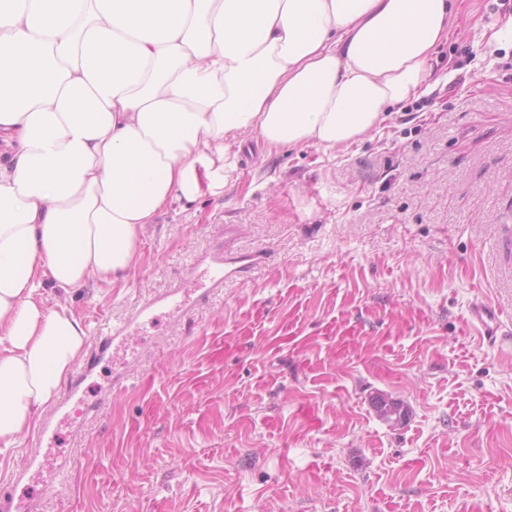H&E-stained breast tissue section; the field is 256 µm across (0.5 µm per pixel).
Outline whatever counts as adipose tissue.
<instances>
[{
  "mask_svg": "<svg viewBox=\"0 0 512 512\" xmlns=\"http://www.w3.org/2000/svg\"><path fill=\"white\" fill-rule=\"evenodd\" d=\"M454 0H0V455L86 330L62 292L131 269L147 225L267 153L363 141L432 85Z\"/></svg>",
  "mask_w": 512,
  "mask_h": 512,
  "instance_id": "ef3b65f1",
  "label": "adipose tissue"
}]
</instances>
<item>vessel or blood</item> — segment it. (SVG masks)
<instances>
[{
	"instance_id": "obj_1",
	"label": "vessel or blood",
	"mask_w": 512,
	"mask_h": 512,
	"mask_svg": "<svg viewBox=\"0 0 512 512\" xmlns=\"http://www.w3.org/2000/svg\"><path fill=\"white\" fill-rule=\"evenodd\" d=\"M234 234V226L226 225L223 241L213 245L198 260L189 286H178L158 293L144 305L134 308L120 324L112 326L107 335L97 337L86 364L56 408L61 422L81 427L91 417L98 415L99 405L83 399L81 386L103 359L123 346L127 336L152 324L159 313L179 317L185 315L202 301L222 292L227 283L264 264L266 257L263 253L235 250L231 245ZM34 507L32 499L16 490L0 494V512H33Z\"/></svg>"
}]
</instances>
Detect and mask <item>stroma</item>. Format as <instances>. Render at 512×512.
Here are the masks:
<instances>
[{"label":"stroma","instance_id":"stroma-1","mask_svg":"<svg viewBox=\"0 0 512 512\" xmlns=\"http://www.w3.org/2000/svg\"><path fill=\"white\" fill-rule=\"evenodd\" d=\"M433 69L348 148L248 140L234 186L72 292L93 340L189 283L225 225L266 255L97 368L99 414L31 481L40 512H512V0H461ZM379 392L404 424L377 418Z\"/></svg>","mask_w":512,"mask_h":512}]
</instances>
